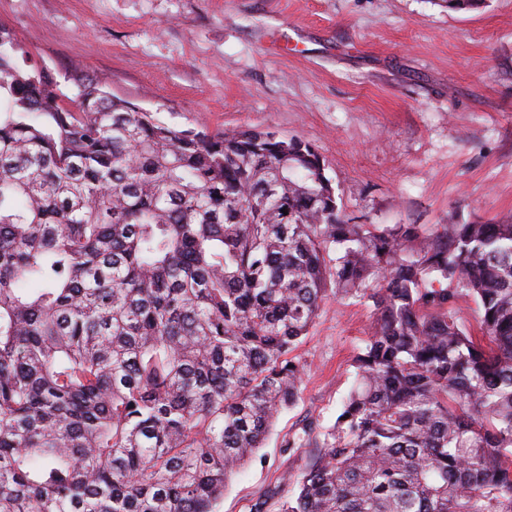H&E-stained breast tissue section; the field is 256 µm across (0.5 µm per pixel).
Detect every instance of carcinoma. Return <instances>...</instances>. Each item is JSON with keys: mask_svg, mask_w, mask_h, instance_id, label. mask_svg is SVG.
Wrapping results in <instances>:
<instances>
[{"mask_svg": "<svg viewBox=\"0 0 512 512\" xmlns=\"http://www.w3.org/2000/svg\"><path fill=\"white\" fill-rule=\"evenodd\" d=\"M72 103L0 27V512H215L330 291L375 319L281 512H512L511 220L352 224L308 142Z\"/></svg>", "mask_w": 512, "mask_h": 512, "instance_id": "1", "label": "carcinoma"}]
</instances>
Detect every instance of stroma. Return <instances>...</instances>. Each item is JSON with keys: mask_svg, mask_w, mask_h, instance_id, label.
Masks as SVG:
<instances>
[{"mask_svg": "<svg viewBox=\"0 0 512 512\" xmlns=\"http://www.w3.org/2000/svg\"><path fill=\"white\" fill-rule=\"evenodd\" d=\"M56 77L88 78L177 129L269 131L321 154L355 224L512 219V0H0ZM371 307L328 295L293 355L298 399L217 512H278L352 385Z\"/></svg>", "mask_w": 512, "mask_h": 512, "instance_id": "obj_1", "label": "stroma"}]
</instances>
